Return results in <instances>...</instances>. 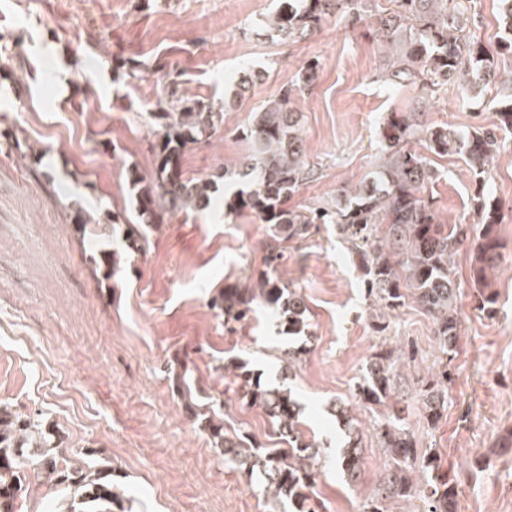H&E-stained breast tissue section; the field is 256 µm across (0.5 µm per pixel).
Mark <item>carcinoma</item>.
<instances>
[{"mask_svg": "<svg viewBox=\"0 0 512 512\" xmlns=\"http://www.w3.org/2000/svg\"><path fill=\"white\" fill-rule=\"evenodd\" d=\"M376 0H288V8L272 17L269 28L282 40L295 45L306 39L326 17L334 15L349 25L360 24L375 9ZM395 8L383 12L377 32L392 57L390 76L402 87L422 86L432 92L455 83L466 91L500 84L508 96L498 112L497 130L448 135V130L430 127L423 111L412 107L391 112L383 120L381 149L375 174L356 189H338L336 208H313L306 213L288 209V198L314 172L304 161L299 133V117L293 95L308 89L316 78L318 64L310 62L296 75L278 98L255 111L242 134L251 153L240 162L239 188L231 205L248 210L272 226L273 240L304 239L315 224H334L338 234L359 257L368 295L387 308L397 309L408 298L424 310L434 324L436 345L447 355L455 348L460 328L457 311L459 284L452 273L451 258L465 243L476 253L471 267L472 282L480 288V308L490 312L497 303L488 290L487 271L501 260L503 245L497 234L499 209L478 193L475 207L482 212V224H441L426 195L436 177L428 158L416 145L438 156L464 158L480 176L494 160L501 144L499 133L512 134V70L500 79V58H512V0H501L499 47L489 51L465 34L469 21L456 0H392ZM149 116L156 127L154 169L145 177L131 176L137 186L135 216L127 225L125 240L131 250H141L145 228L164 223L168 215L209 207L216 182L189 178L183 171L184 155L209 142L224 120V112L212 104L189 98L158 96ZM71 220L81 236L94 235L95 219L90 211L75 203L68 205ZM267 306L291 335L305 331L308 306L292 284L271 274L260 273L254 288L229 285L211 298V309L226 322H241L254 306ZM305 353L291 347L283 355L281 374L291 378ZM393 354L374 356L357 383L359 400L383 404L395 394L398 378L393 370ZM241 380L242 399L261 408L272 420L278 437L288 444L260 452L246 435L229 437L224 424L206 421L215 447L236 471L252 479L263 472V490L276 501L288 500L296 512H313L311 491L319 474L320 449L299 436L301 406L292 390L270 387L250 372L246 364L224 366ZM448 366L435 373V380L421 390L423 410L433 423L446 407ZM404 408L395 407L378 423L376 436L388 457L378 492L363 505V512H390V501L408 500L428 493L429 512H458L459 483L439 472L438 459L431 457L432 472L421 489L414 474L415 444L409 431L400 425ZM333 416L342 424L348 441L340 455V470L349 479L358 476L362 443L354 423L353 408L340 401ZM46 476L55 486L70 489L64 512H86L99 503L118 499L112 480V466L74 467L58 455L55 430L31 418H22L0 405V512H16L32 476Z\"/></svg>", "mask_w": 512, "mask_h": 512, "instance_id": "cac0c4a2", "label": "carcinoma"}]
</instances>
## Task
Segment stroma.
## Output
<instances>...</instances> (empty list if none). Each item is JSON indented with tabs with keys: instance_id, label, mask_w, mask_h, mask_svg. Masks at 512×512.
<instances>
[{
	"instance_id": "stroma-1",
	"label": "stroma",
	"mask_w": 512,
	"mask_h": 512,
	"mask_svg": "<svg viewBox=\"0 0 512 512\" xmlns=\"http://www.w3.org/2000/svg\"><path fill=\"white\" fill-rule=\"evenodd\" d=\"M472 37L499 41V0H459ZM284 0H0V130L18 148L0 154V405L42 419L65 457L80 465L112 463L124 512H295L272 504L225 464L204 428L249 435L261 449L280 447L266 414L250 407L224 374L246 363L277 384L283 349L306 352L289 386L302 406L305 439L322 442L316 512H361L386 460L376 424L386 407H357L363 434L356 482L334 461L340 426L330 409L354 401L373 355L397 353L399 398L418 454L434 452L461 483L459 512H512V144L501 149L487 182L461 156L434 158L442 176L431 187L444 224H478L472 198L486 186L501 207L504 245L488 281L497 304L479 311L470 279L471 247L454 256L461 336L441 355L431 318L414 302L375 305L358 258L335 225L282 243L275 274L308 305L305 333H283L278 317L256 306L226 327L210 308L227 284L250 287L265 268L272 233L254 215L226 212L216 197L204 212H180L150 228L142 251L128 250L133 218L130 169L150 174L158 95L176 92L225 104L209 144L186 154L190 177L235 179L249 151L241 133L252 112L277 98L307 60L317 78L295 99L305 161L315 175L288 200L308 211L336 202L376 168L384 118L423 106L430 124L468 133L495 127L496 88L476 98L448 86L436 95L379 78L386 48L374 18L357 26L328 19L307 40L288 45L265 23ZM140 62L137 77L123 64ZM247 70L263 78L246 97L235 86ZM94 212L97 237L122 260L112 277L96 268L65 201ZM447 358L452 382L438 423H429L420 391ZM179 372L185 390L173 385Z\"/></svg>"
}]
</instances>
